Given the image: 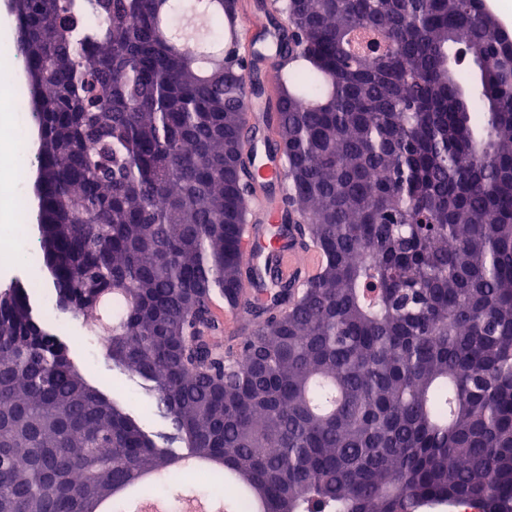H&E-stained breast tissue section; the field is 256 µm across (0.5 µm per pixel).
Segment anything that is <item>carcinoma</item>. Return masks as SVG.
<instances>
[{"instance_id":"carcinoma-1","label":"carcinoma","mask_w":512,"mask_h":512,"mask_svg":"<svg viewBox=\"0 0 512 512\" xmlns=\"http://www.w3.org/2000/svg\"><path fill=\"white\" fill-rule=\"evenodd\" d=\"M161 0H10L38 134L41 265L149 383L234 512H512V40L481 0H259L278 94L244 56L201 76ZM186 42L200 20L166 0ZM94 15L99 23L90 25ZM253 77L288 197L268 237L323 254L300 295L240 261ZM483 112H472L474 101ZM255 329L224 351L212 303ZM0 512H95L194 470L91 386L22 288L0 292Z\"/></svg>"}]
</instances>
